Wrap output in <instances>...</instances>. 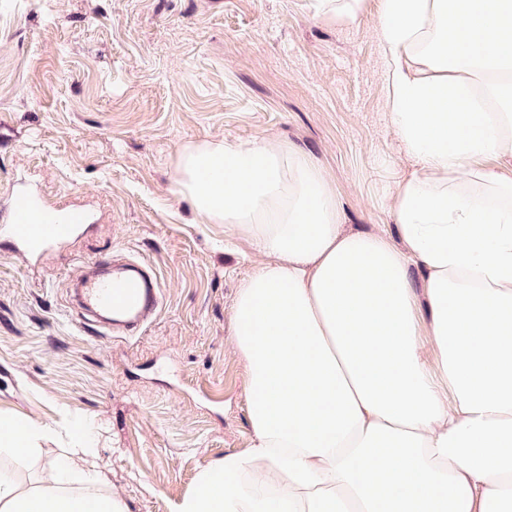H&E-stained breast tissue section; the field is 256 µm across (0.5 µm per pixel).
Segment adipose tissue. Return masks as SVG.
<instances>
[{
    "label": "adipose tissue",
    "instance_id": "1",
    "mask_svg": "<svg viewBox=\"0 0 512 512\" xmlns=\"http://www.w3.org/2000/svg\"><path fill=\"white\" fill-rule=\"evenodd\" d=\"M365 0H312L360 23ZM396 238L345 230L325 169L270 138L186 145L174 195L258 262L230 310L250 448L176 512H512V0H380ZM0 412V512H128L99 433Z\"/></svg>",
    "mask_w": 512,
    "mask_h": 512
}]
</instances>
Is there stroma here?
<instances>
[{"label":"stroma","mask_w":512,"mask_h":512,"mask_svg":"<svg viewBox=\"0 0 512 512\" xmlns=\"http://www.w3.org/2000/svg\"><path fill=\"white\" fill-rule=\"evenodd\" d=\"M376 0L360 25L311 0H0V207L20 187L89 216L37 265L0 223V410L95 422L107 492L174 512L210 462L250 447L246 368L229 315L256 257L172 194L182 148L265 136L336 178L347 229L392 233L407 161L386 118ZM115 256L160 278L135 336H94L71 307L83 263Z\"/></svg>","instance_id":"1"}]
</instances>
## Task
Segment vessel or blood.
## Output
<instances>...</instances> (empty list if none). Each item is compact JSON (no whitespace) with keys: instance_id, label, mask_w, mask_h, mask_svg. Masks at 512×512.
<instances>
[{"instance_id":"b4317fda","label":"vessel or blood","mask_w":512,"mask_h":512,"mask_svg":"<svg viewBox=\"0 0 512 512\" xmlns=\"http://www.w3.org/2000/svg\"><path fill=\"white\" fill-rule=\"evenodd\" d=\"M0 220L12 225L16 251L31 260L42 258L85 227L80 212H60L58 206L27 189L12 196L0 211ZM88 267L89 274L79 279L78 303L86 313L100 317L97 335L132 336L156 316L161 286L154 273L144 272L135 261L107 268L94 260Z\"/></svg>"}]
</instances>
